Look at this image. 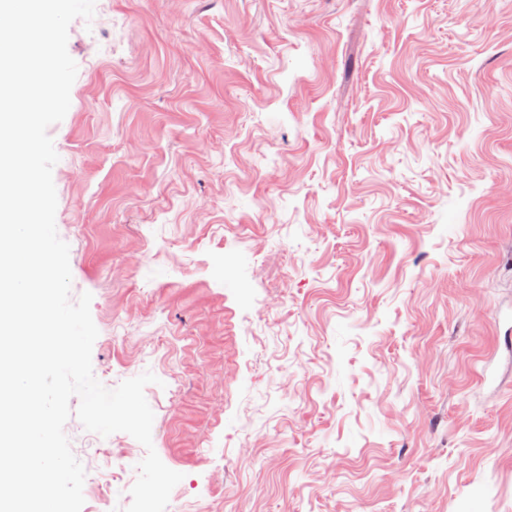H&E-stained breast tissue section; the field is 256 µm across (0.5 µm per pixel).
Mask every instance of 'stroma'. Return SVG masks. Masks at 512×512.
I'll return each instance as SVG.
<instances>
[{
    "label": "stroma",
    "instance_id": "1",
    "mask_svg": "<svg viewBox=\"0 0 512 512\" xmlns=\"http://www.w3.org/2000/svg\"><path fill=\"white\" fill-rule=\"evenodd\" d=\"M55 224L166 512H512V0H108ZM65 433L81 512L131 435Z\"/></svg>",
    "mask_w": 512,
    "mask_h": 512
}]
</instances>
